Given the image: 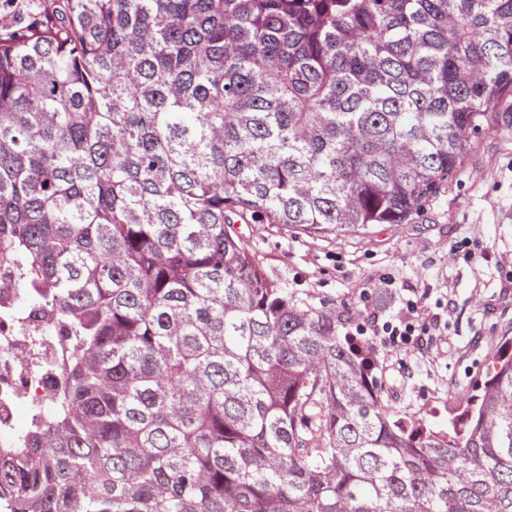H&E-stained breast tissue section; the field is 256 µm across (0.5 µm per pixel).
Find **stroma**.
Masks as SVG:
<instances>
[{
	"mask_svg": "<svg viewBox=\"0 0 512 512\" xmlns=\"http://www.w3.org/2000/svg\"><path fill=\"white\" fill-rule=\"evenodd\" d=\"M268 274L299 298L335 308L339 336L362 333L390 359L376 372L394 414L448 430L453 398L483 383L500 336L512 333V129L484 131L462 164L404 224L309 237L238 224ZM378 314L383 332H372ZM424 329L407 349L388 328Z\"/></svg>",
	"mask_w": 512,
	"mask_h": 512,
	"instance_id": "1",
	"label": "stroma"
}]
</instances>
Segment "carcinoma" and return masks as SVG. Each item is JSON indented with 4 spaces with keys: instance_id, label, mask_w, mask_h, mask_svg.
I'll return each mask as SVG.
<instances>
[{
    "instance_id": "cac0c4a2",
    "label": "carcinoma",
    "mask_w": 512,
    "mask_h": 512,
    "mask_svg": "<svg viewBox=\"0 0 512 512\" xmlns=\"http://www.w3.org/2000/svg\"><path fill=\"white\" fill-rule=\"evenodd\" d=\"M512 109V0H62L0 32V261L72 328L12 512H512V336L453 434L232 224H405Z\"/></svg>"
}]
</instances>
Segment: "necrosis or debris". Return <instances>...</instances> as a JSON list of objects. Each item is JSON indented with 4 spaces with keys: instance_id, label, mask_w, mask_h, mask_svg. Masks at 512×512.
<instances>
[{
    "instance_id": "obj_1",
    "label": "necrosis or debris",
    "mask_w": 512,
    "mask_h": 512,
    "mask_svg": "<svg viewBox=\"0 0 512 512\" xmlns=\"http://www.w3.org/2000/svg\"><path fill=\"white\" fill-rule=\"evenodd\" d=\"M67 330L35 296H0V454L56 406Z\"/></svg>"
}]
</instances>
